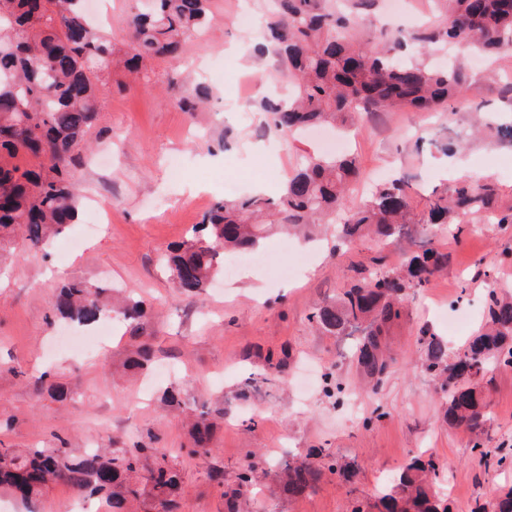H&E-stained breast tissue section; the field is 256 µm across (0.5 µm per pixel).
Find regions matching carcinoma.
Segmentation results:
<instances>
[{"label":"carcinoma","mask_w":512,"mask_h":512,"mask_svg":"<svg viewBox=\"0 0 512 512\" xmlns=\"http://www.w3.org/2000/svg\"><path fill=\"white\" fill-rule=\"evenodd\" d=\"M0 0V251L22 237L37 250L65 232L78 216L76 182L89 148V132L100 120L95 87L124 67L143 79L142 65L175 57L186 43L211 26V0H133L126 18L127 49L119 55L101 25L84 14L81 0ZM330 0H275L265 19L270 54L291 75L295 93L286 101L267 100L259 110L267 125L284 135L320 125L345 126L353 113L446 110L470 99L473 82L462 59L470 54L512 53V0H432L436 15L426 26L404 31L365 27L375 0H347L333 10ZM42 156L39 169H21L16 160ZM360 175L354 159L308 156L288 176L275 201L260 196L217 203L196 225L194 235L170 247L164 261L181 295H202L224 272V254L257 249L282 227L308 237L315 225L336 221L338 238L357 244L372 236L391 239L419 222L433 224L458 239L484 217L512 224V207L495 210L497 192L489 182L461 181L433 193L419 220L410 206L411 185L401 179L356 196ZM359 277L309 316L313 328L340 336L353 324H368L356 352L357 364L382 381L398 360L387 345L392 326L405 315L409 291L426 288L448 264L434 248L389 268ZM107 287L84 281L63 284L51 303L61 319L92 325L111 313L123 316L130 336L141 337L146 302L129 296L115 307ZM486 324L455 353L448 340L426 327L423 366L437 384L448 426L475 438L471 450L484 461L489 421L481 382L489 368L512 367V297L488 285ZM202 411L190 433L189 456L212 451V428ZM445 464L433 456L412 459L394 484L374 502L355 503L351 512H450L436 490ZM358 466L341 464L328 449L284 463L277 475L282 490L302 495L325 479L352 478ZM257 464L246 461L224 489L227 512H242ZM52 484L83 496L102 495L110 512H177L180 474L172 450L138 442L131 448L76 449L65 438L52 448H0V489L33 502Z\"/></svg>","instance_id":"obj_1"}]
</instances>
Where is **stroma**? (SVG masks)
<instances>
[{
	"instance_id": "35a3bbf8",
	"label": "stroma",
	"mask_w": 512,
	"mask_h": 512,
	"mask_svg": "<svg viewBox=\"0 0 512 512\" xmlns=\"http://www.w3.org/2000/svg\"><path fill=\"white\" fill-rule=\"evenodd\" d=\"M270 6L271 0H212L209 30L188 42L180 59L153 63L149 84L123 87L119 72L99 84L95 151L77 192L95 198L109 223L91 235L89 216H81L45 250L0 262V442L48 448L62 436L79 449L129 448L154 434L161 446L183 449L190 445L187 414L204 410L214 422L213 451L178 458L181 512H226L214 471L229 479L247 457L274 468L312 448L331 449L361 469L351 480L331 478L302 496L267 479L251 493L248 512H350L354 500L371 498L420 453L445 462L441 488L451 512H471L491 488L512 485V370L491 372L486 464L471 454L469 435L445 422L421 368L419 338L425 327L444 333L445 317L461 309L469 310V323L449 338V350L463 348L479 330L488 281L512 287V224L488 216L460 241L433 234L448 265L410 296L405 318L388 336L399 365L375 386L355 361L357 335L317 331L309 316L347 287L351 263L381 254L395 264L417 250L415 238L340 250L330 225L304 245L281 246L276 233L262 249L273 264L296 267L297 279L273 284L265 270L247 267L224 287L192 298L177 292L160 265L163 250L186 240L214 203L231 195L277 196L303 156L316 150L319 132L292 137L266 129L257 109L290 82L273 57L259 58L260 33L242 29L235 16L244 8L262 17ZM215 64L223 65L224 79L212 84L208 69ZM490 68L496 81L471 72L479 111L362 113L347 150L364 178H408L418 215L432 192L482 172L497 184L500 207H511L512 141L495 132L512 126V57L492 59ZM188 82L208 85L205 109L183 110L180 90ZM477 121L487 126L485 138L462 144L457 124ZM107 153L111 166H100ZM174 158L183 168L176 182L169 172ZM67 279L107 282L149 300L147 365L130 367L134 342L116 315L108 320L106 360L60 351L71 324L52 314L50 302ZM334 362L344 388L339 395L325 388ZM171 367L188 413L168 411L161 401L156 375ZM45 371L66 375L71 402L35 393ZM378 408L385 418L370 422Z\"/></svg>"
}]
</instances>
